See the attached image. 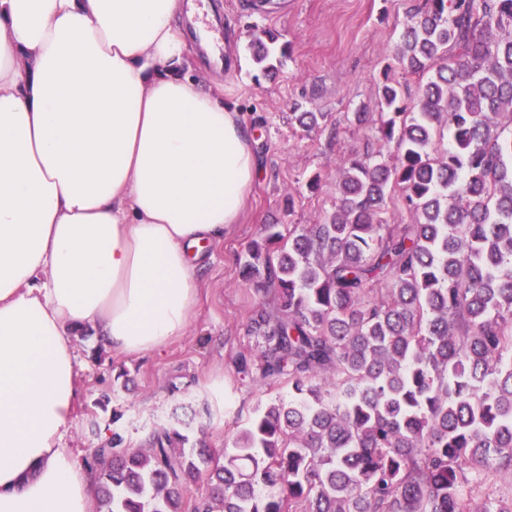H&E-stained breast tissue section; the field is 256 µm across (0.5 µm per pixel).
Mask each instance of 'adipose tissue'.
<instances>
[{"label": "adipose tissue", "mask_w": 512, "mask_h": 512, "mask_svg": "<svg viewBox=\"0 0 512 512\" xmlns=\"http://www.w3.org/2000/svg\"><path fill=\"white\" fill-rule=\"evenodd\" d=\"M182 0H0V512H90L63 447L72 338L140 355L184 335L204 245L258 160L201 81Z\"/></svg>", "instance_id": "obj_1"}]
</instances>
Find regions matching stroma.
Instances as JSON below:
<instances>
[{
	"mask_svg": "<svg viewBox=\"0 0 512 512\" xmlns=\"http://www.w3.org/2000/svg\"><path fill=\"white\" fill-rule=\"evenodd\" d=\"M193 2L213 7L224 56L223 67H215L209 52L194 44L195 70L223 83L225 101L249 122L260 171L240 222L209 245V259L197 271L198 306L183 336L144 356L112 353L90 331L75 336L82 398L64 446L80 461L111 432L138 447L161 427L204 433L205 446L218 452L258 402L278 395L280 385L237 369L239 357L254 358L257 350L247 333L253 310L272 301L263 284L243 278L241 259L261 240L264 225L313 224L333 212L341 161L378 150L375 123L357 128L347 114L361 106L377 111L383 69L411 8L424 0H281L273 18L257 15L250 0ZM263 31L290 48L269 74L250 50ZM298 104L324 113L319 128L306 131L296 123ZM314 176L319 185L311 190L307 182Z\"/></svg>",
	"mask_w": 512,
	"mask_h": 512,
	"instance_id": "stroma-1",
	"label": "stroma"
}]
</instances>
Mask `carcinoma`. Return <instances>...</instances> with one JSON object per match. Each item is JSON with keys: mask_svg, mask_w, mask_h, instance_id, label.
Instances as JSON below:
<instances>
[{"mask_svg": "<svg viewBox=\"0 0 512 512\" xmlns=\"http://www.w3.org/2000/svg\"><path fill=\"white\" fill-rule=\"evenodd\" d=\"M256 38L262 63L276 37ZM426 79L406 102L395 69ZM382 151L342 162L339 204L250 244L255 367L288 388L220 454L175 428L151 449L117 432L90 449L98 512H512V0H425L378 86ZM397 195L410 215L389 224Z\"/></svg>", "mask_w": 512, "mask_h": 512, "instance_id": "obj_1", "label": "carcinoma"}]
</instances>
